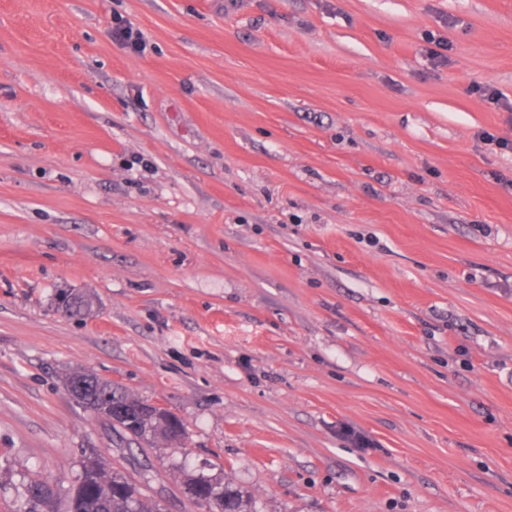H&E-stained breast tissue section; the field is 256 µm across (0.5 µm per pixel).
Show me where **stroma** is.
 <instances>
[{
	"label": "stroma",
	"mask_w": 512,
	"mask_h": 512,
	"mask_svg": "<svg viewBox=\"0 0 512 512\" xmlns=\"http://www.w3.org/2000/svg\"><path fill=\"white\" fill-rule=\"evenodd\" d=\"M483 131L512 141V0H0V512L38 476L66 512L89 454L160 512H203L190 473L257 512H512ZM79 369L182 443L123 460ZM110 35L117 45L132 53L140 54L146 49L143 33L121 15L113 17Z\"/></svg>",
	"instance_id": "35a3bbf8"
}]
</instances>
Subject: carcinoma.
<instances>
[{"label":"carcinoma","instance_id":"1","mask_svg":"<svg viewBox=\"0 0 512 512\" xmlns=\"http://www.w3.org/2000/svg\"><path fill=\"white\" fill-rule=\"evenodd\" d=\"M74 401L96 418L107 422L121 436L120 444L142 448L158 440L179 443L184 426L174 428L163 416L139 415L142 402L97 374L77 370L65 381ZM153 476L143 469L132 476L95 456L82 462L78 483L67 490L68 512H159L146 493ZM57 485L34 478L23 486L15 512H54ZM185 493L194 504H205L209 512H257L247 492L221 479L197 476L185 482Z\"/></svg>","mask_w":512,"mask_h":512}]
</instances>
